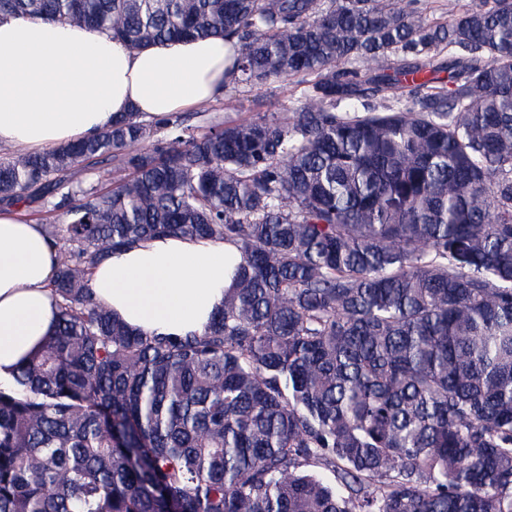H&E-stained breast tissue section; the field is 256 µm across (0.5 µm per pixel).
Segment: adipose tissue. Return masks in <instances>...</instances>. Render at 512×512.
<instances>
[{"label": "adipose tissue", "instance_id": "ef3b65f1", "mask_svg": "<svg viewBox=\"0 0 512 512\" xmlns=\"http://www.w3.org/2000/svg\"><path fill=\"white\" fill-rule=\"evenodd\" d=\"M223 38L130 51L99 30L28 18L0 22V146L20 155L90 137L128 112L163 118L224 95ZM233 246L163 237L95 267L97 304L150 334L202 332L224 303ZM59 261L42 225L0 210V381L57 325L48 285Z\"/></svg>", "mask_w": 512, "mask_h": 512}]
</instances>
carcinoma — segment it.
<instances>
[{"label": "carcinoma", "mask_w": 512, "mask_h": 512, "mask_svg": "<svg viewBox=\"0 0 512 512\" xmlns=\"http://www.w3.org/2000/svg\"><path fill=\"white\" fill-rule=\"evenodd\" d=\"M419 2L0 0L131 51L222 36L228 110L294 81L287 112L0 161L67 244L54 335L0 383V512H512V0ZM170 235L239 253L201 334L92 298Z\"/></svg>", "instance_id": "carcinoma-1"}]
</instances>
